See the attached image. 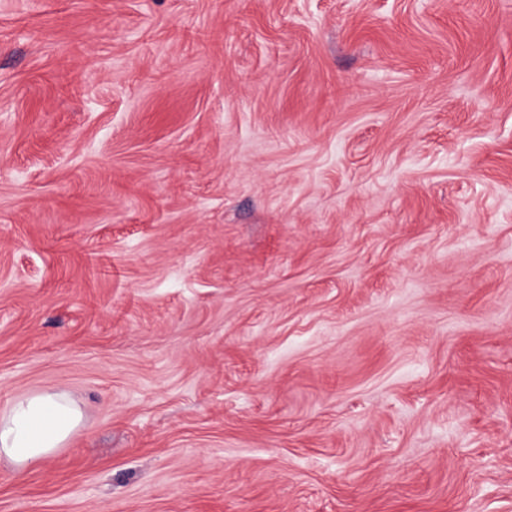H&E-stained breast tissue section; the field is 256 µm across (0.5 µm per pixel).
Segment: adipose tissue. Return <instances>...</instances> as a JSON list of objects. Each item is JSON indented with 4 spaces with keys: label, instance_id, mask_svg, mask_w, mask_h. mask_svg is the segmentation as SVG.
Returning a JSON list of instances; mask_svg holds the SVG:
<instances>
[{
    "label": "adipose tissue",
    "instance_id": "obj_1",
    "mask_svg": "<svg viewBox=\"0 0 512 512\" xmlns=\"http://www.w3.org/2000/svg\"><path fill=\"white\" fill-rule=\"evenodd\" d=\"M83 414L65 392H33L14 398L0 413V460L17 472L40 465L80 427Z\"/></svg>",
    "mask_w": 512,
    "mask_h": 512
}]
</instances>
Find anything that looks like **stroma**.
<instances>
[{
    "label": "stroma",
    "instance_id": "obj_1",
    "mask_svg": "<svg viewBox=\"0 0 512 512\" xmlns=\"http://www.w3.org/2000/svg\"><path fill=\"white\" fill-rule=\"evenodd\" d=\"M0 512H512V0H0ZM82 421L80 407L63 391L17 396L0 414V460L24 474L61 448Z\"/></svg>",
    "mask_w": 512,
    "mask_h": 512
}]
</instances>
